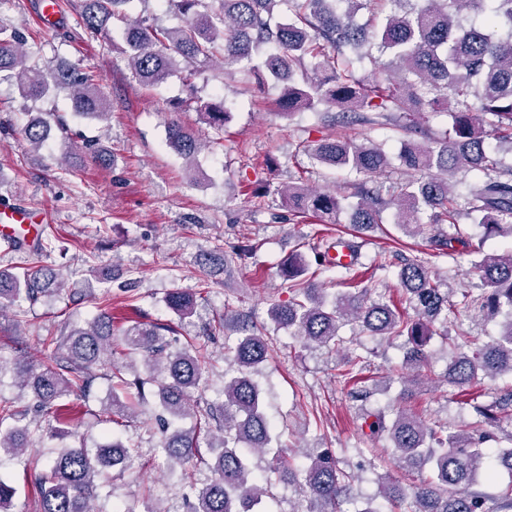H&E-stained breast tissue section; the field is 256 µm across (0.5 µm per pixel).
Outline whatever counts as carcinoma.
I'll return each instance as SVG.
<instances>
[{"label": "carcinoma", "mask_w": 512, "mask_h": 512, "mask_svg": "<svg viewBox=\"0 0 512 512\" xmlns=\"http://www.w3.org/2000/svg\"><path fill=\"white\" fill-rule=\"evenodd\" d=\"M135 0H81L79 25L92 34L108 36L113 21L123 23L120 51L127 61L131 79L146 87L162 84L173 72L197 62L221 60L223 68L246 64L248 83L262 89L268 81L286 82L279 105L295 108L327 107L323 120L336 124L370 123L393 126L401 131L399 162L410 178L378 182L376 177L391 167L389 157L378 147L340 138L322 139L302 146L320 165L346 168L363 180L357 184L352 205V240L342 237L336 246L346 249L350 265L362 258L360 235L383 223L382 214L390 206L400 213L397 225L408 233L424 230L423 210L430 211L428 223L435 227L432 246L451 255L456 247L469 254H481L459 230L458 217L466 213L485 229V236H512V166L506 167L489 149L486 137L498 141L497 149L512 152V0H389L395 11L385 23L370 31L358 24L355 13H373L383 0H165L181 24L163 28L131 15ZM288 5V20L277 21L274 13ZM488 14V24L477 27L467 22L469 13ZM373 42L382 53L393 57L397 76L385 70L369 80L360 79L353 69L362 60L363 47ZM319 60V68L308 70V61ZM14 81L23 95L41 97L50 92L66 93L73 112L105 122L110 116L107 97L95 75L59 62L44 69L28 62L25 36L20 29L0 19V78ZM478 101L473 106L472 100ZM427 105L432 112L448 115V127L423 128L412 118L407 103ZM210 127L220 131L230 119L224 101L213 100L199 106ZM65 129L56 113L34 118L23 126L28 144L38 150L52 127ZM167 142L183 159L191 162L205 147L203 140L176 120L167 126ZM79 151L88 153L101 165L113 163V153L99 142H87ZM470 176L465 193L456 194L450 180L458 174ZM298 182L278 189L288 219L311 214L323 224L336 223L344 209L336 194L309 188ZM237 260L244 263L255 251L247 237L231 246ZM313 259L300 254L288 260L282 275L288 280L292 297L269 309L275 328L319 347L341 345L339 329L346 322L358 325L359 333L379 340L405 338L403 369L406 375H420L429 367L433 352L429 343L437 335L435 325L448 323L458 315L478 307L480 317L505 314L500 336L480 347H471V337L460 334L453 343L454 356L445 371L430 379L435 386L449 384L467 392L479 376L495 379L512 376V250L503 254H481L473 261L485 294L477 300L467 292L462 299H450L440 280L422 260H397V286L414 316L383 302H367L345 291L329 294L306 274L311 267L334 268L330 249L311 248ZM65 285L64 274L47 266L26 268L20 274L0 270V312L5 304H35L58 293ZM166 305L181 318L193 314L195 295L175 289ZM229 328L236 340L229 347L230 366L224 372L220 401L198 409L192 394L205 383V360L196 340L173 347L166 340L168 325L138 324L122 332L123 357L112 349L114 326L107 307L80 325H74L56 341L45 361L13 360L14 384L32 393L35 405L46 418L59 415V400L74 395L85 397L95 379V370L111 369L112 418L119 420L136 413L127 402L130 391L137 401H145V386L156 388L160 412L155 419H141L142 427L153 432V421L161 424L159 447L175 464L192 460L198 448H217L211 465L212 478L200 488H192L189 512H254L270 489L290 479L307 499L305 512H337L349 497L355 476L338 467L327 448L306 449V463L298 468L292 458L278 456L266 469L251 467L250 457L270 450L273 426L261 401V388L254 374L268 361L269 337L237 312L224 310L210 335ZM139 355L148 377H126L128 359ZM507 406L499 398L476 405L480 420L456 431L427 423L421 417L392 408L371 414V434L387 433L392 442L395 468L421 475L418 484L407 489L385 474L378 497L400 512L406 502L408 512H490L486 496L473 489L479 480L495 481L501 472L509 474L496 502V512H512V432L506 435L511 446L488 448L496 436L484 427H496ZM192 418L194 426L183 421ZM18 422L0 433V456H17L30 441L43 437L39 422L24 421V414L7 405L0 406V425ZM132 447L114 439L95 448L84 438L62 448L38 474L39 512H95L98 483L107 479V470L131 465Z\"/></svg>", "instance_id": "obj_1"}]
</instances>
